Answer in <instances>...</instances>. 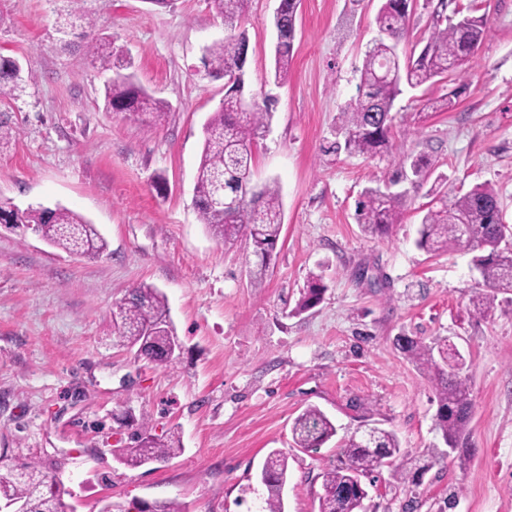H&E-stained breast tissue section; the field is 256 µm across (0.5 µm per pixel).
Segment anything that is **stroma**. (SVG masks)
<instances>
[{
  "label": "stroma",
  "mask_w": 512,
  "mask_h": 512,
  "mask_svg": "<svg viewBox=\"0 0 512 512\" xmlns=\"http://www.w3.org/2000/svg\"><path fill=\"white\" fill-rule=\"evenodd\" d=\"M278 5L252 0L241 22L245 92L278 99L253 181L276 182L284 212L255 288L245 243L217 240L193 202L202 128L225 93L223 75L202 63L225 35L210 0H0V55L21 66L20 89L0 98L13 131L0 141V197L64 206L108 242L102 255H73L0 224V458L58 477L76 512L162 500L259 512V468L278 448L288 455L285 512H317L339 440L364 425L394 431L410 457L439 445L434 388L394 339L445 338L465 359L471 457L436 462L415 486L381 468L365 512H512V291L476 313L471 253L415 244L435 185L452 196L493 185L512 225V0H453L486 18V39L459 72L403 89L392 147L373 156L328 147L379 36L382 0H301L279 84ZM78 12L92 27L75 22ZM100 37L168 103L165 114L107 109L110 74L88 57ZM419 155L431 174L419 188L401 182V223L383 238L365 234L362 190ZM314 276L322 298L297 311ZM142 285L165 294L183 346L165 365L136 356L112 324L115 302ZM310 406L337 437L304 451L291 427ZM143 423L159 436L178 429L182 452L125 465Z\"/></svg>",
  "instance_id": "35a3bbf8"
}]
</instances>
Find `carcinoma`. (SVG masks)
<instances>
[{"mask_svg": "<svg viewBox=\"0 0 512 512\" xmlns=\"http://www.w3.org/2000/svg\"><path fill=\"white\" fill-rule=\"evenodd\" d=\"M251 0H212L224 18L227 34L224 41L208 48L205 67L232 79L227 84L222 106L205 125L203 150L194 186L195 205L201 223L224 242L249 234L251 254L259 259L251 271L254 287L262 286L272 252L283 227V207L277 184L266 183L258 193L248 189L253 167V147L267 132L271 98L252 97L248 104L242 96L245 62L248 49L246 31L239 21L246 14ZM411 0H384L376 16L380 37L365 53L360 68L359 94L341 115L337 134L343 141L333 143L334 150L349 154L370 155L388 149L395 116V99L401 85L419 87L435 83V78L453 71L472 57L487 35L484 17L460 15L443 19L436 14V23L427 42L416 57L395 56L400 42L409 34L408 17ZM300 0H281L277 23L285 41L274 48V79L279 83L288 75L293 56L295 22ZM112 40L97 41L91 61L104 70H115L107 84V107L113 112H162L164 101L149 95L136 85L132 77L116 70ZM21 68L13 59L0 56V98L12 96L19 87ZM430 163L413 157L409 162L414 182L421 184L428 177ZM223 177L224 199L229 206L213 204L214 180ZM402 195L381 188L365 189L357 202V222L365 232L383 236L400 223ZM0 224H23L48 244L69 254L99 256L108 243L80 214L60 206H28L19 208L9 200L0 199ZM503 223L498 193L488 184L472 187L461 195L437 196L421 221L418 248L428 252H446L464 247L474 253L473 265L481 281L476 283L473 305L478 312L494 307L496 293L512 291V248L504 232L511 230ZM324 287L313 281L304 289L298 310L305 311L318 304ZM112 323L118 335L137 348V354L152 363L164 364L175 357L178 341L169 317L166 297L158 289L142 286L133 289L112 309ZM397 347L416 363L433 384L437 400L436 430L443 443L454 451L470 452L464 440L472 403L466 379L461 376L463 358L459 351L448 349V340L427 343L417 336L396 337ZM336 436L335 424L318 408L308 407L292 425V438L298 448H317ZM137 444L124 458V463L139 467L168 460L181 452L180 437L171 434L160 438L148 426L136 433ZM340 465L323 473V493L318 512H360L368 496L363 478L383 466L393 468L394 475L411 484L417 483L430 469L428 461L412 470L400 462L402 456L397 435L379 427H367L345 439ZM288 481V457L274 449L267 455L260 482L266 490L263 512H284L283 491ZM64 491L57 481L34 464L19 470L0 471V500L22 505L23 512H59ZM118 512H185L174 500L152 504L134 502Z\"/></svg>", "mask_w": 512, "mask_h": 512, "instance_id": "cac0c4a2", "label": "carcinoma"}]
</instances>
